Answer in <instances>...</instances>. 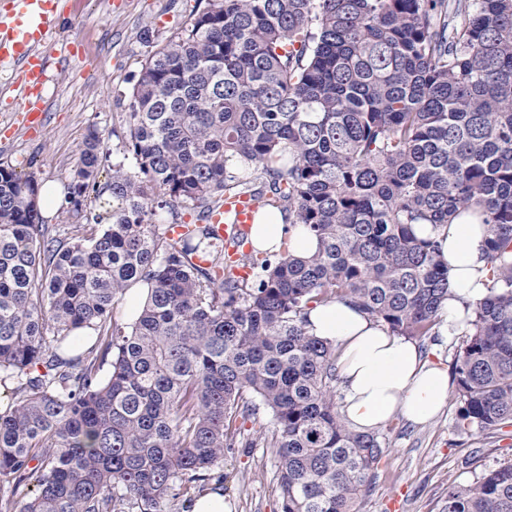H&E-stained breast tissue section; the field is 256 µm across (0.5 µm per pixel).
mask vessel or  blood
Returning <instances> with one entry per match:
<instances>
[{
  "mask_svg": "<svg viewBox=\"0 0 512 512\" xmlns=\"http://www.w3.org/2000/svg\"><path fill=\"white\" fill-rule=\"evenodd\" d=\"M60 15L59 0H10L9 10H0V64L19 74L22 88L16 97V109L32 127L41 126L45 119L48 75L44 50L58 46ZM258 206L257 197L243 195L229 204H216L210 211L208 221L218 225L229 255H236L241 248ZM228 208L236 214L235 223L224 221Z\"/></svg>",
  "mask_w": 512,
  "mask_h": 512,
  "instance_id": "1",
  "label": "vessel or blood"
}]
</instances>
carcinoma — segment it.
Instances as JSON below:
<instances>
[{"instance_id":"1","label":"carcinoma","mask_w":512,"mask_h":512,"mask_svg":"<svg viewBox=\"0 0 512 512\" xmlns=\"http://www.w3.org/2000/svg\"><path fill=\"white\" fill-rule=\"evenodd\" d=\"M121 166L87 135L61 239L39 184L0 165V512H179L224 481V451L274 448L282 512H359L385 452L336 402L308 311L345 301L432 335L448 266L419 224L485 228L487 294L467 305L457 427L512 422V0H205L132 87ZM251 193L320 241L240 255L204 222ZM112 205L86 211L89 195ZM185 204L176 239L154 217ZM149 285L137 318L114 300ZM275 430L243 439L238 419ZM443 512H512V464Z\"/></svg>"}]
</instances>
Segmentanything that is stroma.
<instances>
[{"label": "stroma", "instance_id": "35a3bbf8", "mask_svg": "<svg viewBox=\"0 0 512 512\" xmlns=\"http://www.w3.org/2000/svg\"><path fill=\"white\" fill-rule=\"evenodd\" d=\"M197 7V0H67L57 37L74 43L80 57L49 58L47 122L39 135L18 123L11 71L0 67V164L68 191L94 129L102 173L118 164L136 172L125 148L134 79L149 51L186 27ZM458 410L452 396L427 424L397 417L377 429L386 453L360 512H442L451 488L512 464V424L464 432L456 426ZM222 468L224 512H281L275 449H233Z\"/></svg>", "mask_w": 512, "mask_h": 512}]
</instances>
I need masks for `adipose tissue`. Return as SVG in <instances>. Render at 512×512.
Instances as JSON below:
<instances>
[{"instance_id":"adipose-tissue-1","label":"adipose tissue","mask_w":512,"mask_h":512,"mask_svg":"<svg viewBox=\"0 0 512 512\" xmlns=\"http://www.w3.org/2000/svg\"><path fill=\"white\" fill-rule=\"evenodd\" d=\"M425 232L437 240L441 258L448 265L450 292L440 313V332L448 337L461 330L466 305L487 293L486 235L482 225L466 218L426 227ZM252 244L268 253L285 247L301 257L319 248L314 235L301 226L284 223L276 214L254 224ZM308 321L310 334L336 347L340 410L354 430L373 432L397 414L422 425L446 405L447 371L424 358L410 338L343 301L310 309Z\"/></svg>"}]
</instances>
